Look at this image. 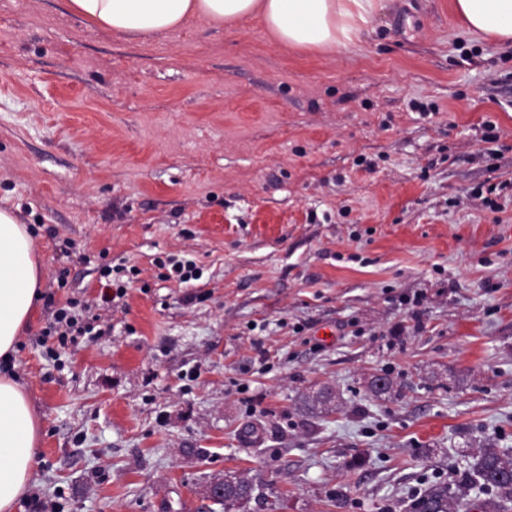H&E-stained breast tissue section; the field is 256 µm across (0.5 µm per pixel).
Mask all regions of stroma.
<instances>
[{"label":"stroma","instance_id":"obj_1","mask_svg":"<svg viewBox=\"0 0 512 512\" xmlns=\"http://www.w3.org/2000/svg\"><path fill=\"white\" fill-rule=\"evenodd\" d=\"M0 208L44 273L15 373L45 512H212L228 472L246 512H404L512 453V49L452 0H386L346 53L0 0ZM171 255L202 278L162 279ZM49 295L93 333L42 340ZM236 478L238 479L239 477L224 475V477L214 478L206 488V497L213 498L224 493L221 498L212 499L213 504L224 506V510L228 504H247L252 499L254 493V486L250 481L244 479V481L224 487L225 483H232Z\"/></svg>","mask_w":512,"mask_h":512}]
</instances>
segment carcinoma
<instances>
[{
	"label": "carcinoma",
	"mask_w": 512,
	"mask_h": 512,
	"mask_svg": "<svg viewBox=\"0 0 512 512\" xmlns=\"http://www.w3.org/2000/svg\"><path fill=\"white\" fill-rule=\"evenodd\" d=\"M463 486L476 491L475 498L484 508L493 512H509L512 509V458H508L494 444L488 443L473 457L466 472ZM254 486L239 481L224 487L222 497L213 504L227 506L244 505L253 496ZM471 500L464 499L445 482H434L415 494L407 512H453V509L469 507Z\"/></svg>",
	"instance_id": "1"
}]
</instances>
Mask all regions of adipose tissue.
I'll return each instance as SVG.
<instances>
[{"label": "adipose tissue", "instance_id": "1", "mask_svg": "<svg viewBox=\"0 0 512 512\" xmlns=\"http://www.w3.org/2000/svg\"><path fill=\"white\" fill-rule=\"evenodd\" d=\"M66 11L129 41L200 21L233 26L261 19L280 46L302 52L353 47L383 0H64ZM467 33L512 47V0H453ZM41 267L27 225L0 209V512H17L36 469L43 423L9 363L40 294Z\"/></svg>", "mask_w": 512, "mask_h": 512}]
</instances>
